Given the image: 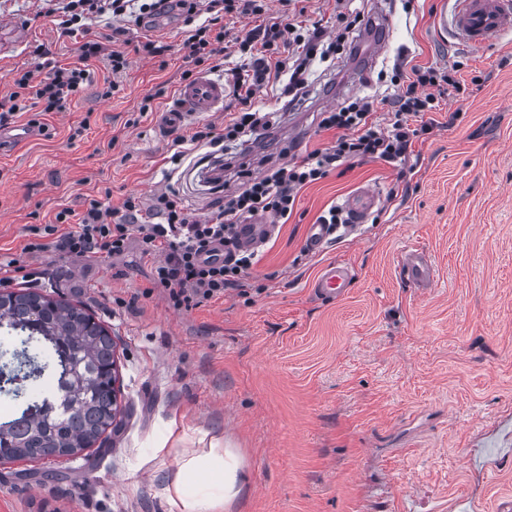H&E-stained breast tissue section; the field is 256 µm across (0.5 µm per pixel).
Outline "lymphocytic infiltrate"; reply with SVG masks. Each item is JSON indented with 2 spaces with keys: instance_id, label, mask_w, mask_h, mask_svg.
I'll list each match as a JSON object with an SVG mask.
<instances>
[{
  "instance_id": "1",
  "label": "lymphocytic infiltrate",
  "mask_w": 512,
  "mask_h": 512,
  "mask_svg": "<svg viewBox=\"0 0 512 512\" xmlns=\"http://www.w3.org/2000/svg\"><path fill=\"white\" fill-rule=\"evenodd\" d=\"M267 11L266 0H61L57 24L61 36L81 33L86 37L78 61L53 66L46 76L37 67L13 74L12 91L0 95V127L35 109L40 115L30 119L33 127L39 126L41 115L67 111L74 96L90 82L89 62L93 59L104 58L114 76L105 86L104 96L118 91L116 77L129 61L124 52L107 49L90 38V20L111 15L112 37L117 40L125 35L127 20L141 25L165 12L178 13L187 28L183 47L188 67L182 77L188 80L195 68L223 67L225 16L260 17ZM361 22L360 15L342 12L336 16L332 34L299 22H271L235 37V52L249 57L251 68L233 78L234 102L231 112L224 115L223 128L206 125L189 138H177V145L215 149L246 136L261 137L271 122L252 105L257 93L277 85L283 97H296L307 83L311 61L345 53L350 34ZM393 69L391 83L401 91L393 96L388 124L373 121V102L365 97L320 113L319 129L337 133L330 146L299 161L271 165L258 176L244 173L241 187L225 195L222 204L207 216L201 218L189 211L171 189L154 194L150 204L130 196L115 208L110 204L112 191L107 188L84 198L81 209L63 208L54 223L29 225L21 257L61 253L109 259L122 255L134 243L141 257L151 262L152 286L163 289L174 308L192 309L223 297L226 291L238 290L242 278L261 260L258 252L239 247V224L256 216L275 222L288 220L305 186L356 158L395 164L405 158L414 138L430 132L422 117L435 110L436 98L423 88L450 83L451 75L439 68H417L413 80L405 85L400 77L403 61H396ZM414 117L420 118L419 126H411Z\"/></svg>"
}]
</instances>
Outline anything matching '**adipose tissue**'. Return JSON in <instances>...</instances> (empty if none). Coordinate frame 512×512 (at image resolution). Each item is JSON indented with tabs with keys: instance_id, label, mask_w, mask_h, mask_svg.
I'll use <instances>...</instances> for the list:
<instances>
[{
	"instance_id": "obj_1",
	"label": "adipose tissue",
	"mask_w": 512,
	"mask_h": 512,
	"mask_svg": "<svg viewBox=\"0 0 512 512\" xmlns=\"http://www.w3.org/2000/svg\"><path fill=\"white\" fill-rule=\"evenodd\" d=\"M236 473L234 457L223 455L217 448L203 456L179 460L172 485L183 512H222Z\"/></svg>"
}]
</instances>
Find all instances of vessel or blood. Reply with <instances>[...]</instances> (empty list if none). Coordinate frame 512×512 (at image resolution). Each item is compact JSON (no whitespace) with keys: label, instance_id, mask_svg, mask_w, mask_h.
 Segmentation results:
<instances>
[{"label":"vessel or blood","instance_id":"1","mask_svg":"<svg viewBox=\"0 0 512 512\" xmlns=\"http://www.w3.org/2000/svg\"><path fill=\"white\" fill-rule=\"evenodd\" d=\"M506 30H512V0H457L454 37L459 42L478 47ZM225 95L223 81L199 75L178 88L171 104L157 114L156 126L166 134L179 129L195 116L216 111L223 105ZM379 201L377 190L358 189L343 203L347 222L354 228L364 224ZM399 269L407 282L417 286H429L434 279L430 259L413 249L404 253ZM349 281L348 266L334 263L321 271L314 282V292L320 297L338 298L345 294Z\"/></svg>","mask_w":512,"mask_h":512}]
</instances>
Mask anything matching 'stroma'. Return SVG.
<instances>
[{
    "label": "stroma",
    "instance_id": "stroma-1",
    "mask_svg": "<svg viewBox=\"0 0 512 512\" xmlns=\"http://www.w3.org/2000/svg\"><path fill=\"white\" fill-rule=\"evenodd\" d=\"M58 0H0L17 25L0 33V94L29 67L36 45L76 61L79 40L59 36ZM370 18L390 17L373 61L361 49L315 62L300 100L278 89L257 109L273 115L269 137L229 146L232 163L186 155L171 165L174 136H159L154 113L181 85L185 27L175 15L132 27L130 66L119 92L101 98L110 71L91 63V83L67 111L43 117L48 130L0 154V261L17 257L30 224L112 190L150 200L173 188L206 215L235 191L238 168L260 173L283 155L304 157L336 134L320 112L370 97L386 118L379 70L405 57L453 70L431 112L433 128L397 166L364 158L304 187L287 223L261 243L263 257L244 294L189 310L150 286L137 246L111 259L46 256L38 290L83 306L112 333L117 364L116 428L82 457L0 461V512H181L171 480L179 459L212 448L237 461L236 496L223 512H450L465 499L478 512L512 507V32L470 48L440 32L455 0H349ZM152 39L164 57L138 54ZM363 70L361 84L349 69ZM152 113L139 114L159 84ZM361 187L381 202L368 222L304 252L309 225ZM428 255L430 288L401 280L406 249ZM352 268L344 298L311 292L318 270Z\"/></svg>",
    "mask_w": 512,
    "mask_h": 512
}]
</instances>
